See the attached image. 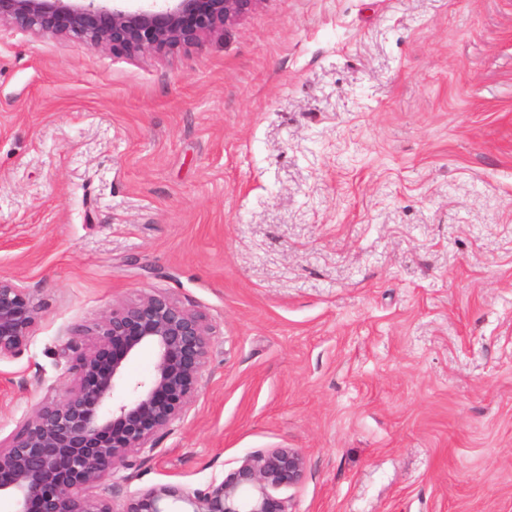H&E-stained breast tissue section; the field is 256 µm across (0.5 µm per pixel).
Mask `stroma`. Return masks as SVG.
<instances>
[{
  "mask_svg": "<svg viewBox=\"0 0 512 512\" xmlns=\"http://www.w3.org/2000/svg\"><path fill=\"white\" fill-rule=\"evenodd\" d=\"M0 277L61 339L155 293L202 315L186 413L115 504L300 449L296 512H512V0H258L164 53L0 25Z\"/></svg>",
  "mask_w": 512,
  "mask_h": 512,
  "instance_id": "obj_1",
  "label": "stroma"
}]
</instances>
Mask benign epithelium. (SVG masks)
<instances>
[{
  "label": "benign epithelium",
  "mask_w": 512,
  "mask_h": 512,
  "mask_svg": "<svg viewBox=\"0 0 512 512\" xmlns=\"http://www.w3.org/2000/svg\"><path fill=\"white\" fill-rule=\"evenodd\" d=\"M258 0H172L160 9L126 11L89 0H0V24L56 36L75 35L115 51L164 52L236 21ZM39 311L26 289L0 278V359L27 350ZM67 337L71 380L62 397L38 405L0 442V493L16 512H292L275 492L297 485L306 460L297 448L250 453L205 488L159 484L114 508V476L133 469L193 401L210 352L203 317L168 296L150 294L112 309L76 349ZM155 354L150 376L130 383L127 364L142 349ZM102 486L107 493L92 495Z\"/></svg>",
  "instance_id": "obj_1"
}]
</instances>
